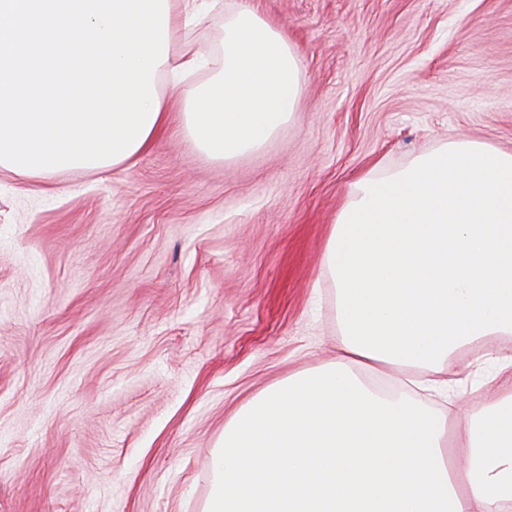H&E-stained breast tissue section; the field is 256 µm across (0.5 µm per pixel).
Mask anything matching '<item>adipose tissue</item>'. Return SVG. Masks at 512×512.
Returning <instances> with one entry per match:
<instances>
[{
	"mask_svg": "<svg viewBox=\"0 0 512 512\" xmlns=\"http://www.w3.org/2000/svg\"><path fill=\"white\" fill-rule=\"evenodd\" d=\"M224 67L190 94L185 126L213 159L260 148L291 119L301 60L253 0L224 18ZM324 262L340 290L335 361L254 398L224 427L204 512H512V357L467 433L445 412L366 385L356 365L426 370L512 335V153L452 142L361 178Z\"/></svg>",
	"mask_w": 512,
	"mask_h": 512,
	"instance_id": "obj_1",
	"label": "adipose tissue"
}]
</instances>
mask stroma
<instances>
[{
    "mask_svg": "<svg viewBox=\"0 0 512 512\" xmlns=\"http://www.w3.org/2000/svg\"><path fill=\"white\" fill-rule=\"evenodd\" d=\"M302 65L291 122L216 161L168 128L105 171L0 168V512H203L213 451L251 399L335 360L325 245L351 186L459 139L512 152V0H255ZM217 0L172 51L222 67ZM512 335L426 374L459 398L456 445Z\"/></svg>",
    "mask_w": 512,
    "mask_h": 512,
    "instance_id": "stroma-1",
    "label": "stroma"
}]
</instances>
